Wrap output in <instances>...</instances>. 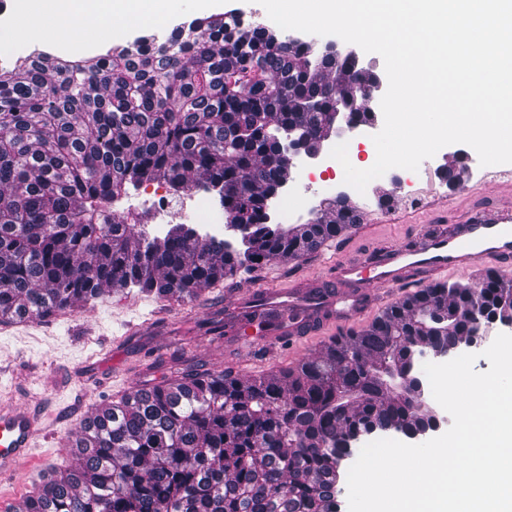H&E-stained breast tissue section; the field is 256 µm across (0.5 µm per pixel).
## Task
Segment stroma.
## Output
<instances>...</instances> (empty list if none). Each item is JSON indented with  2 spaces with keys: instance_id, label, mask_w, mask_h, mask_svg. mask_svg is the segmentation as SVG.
Instances as JSON below:
<instances>
[{
  "instance_id": "stroma-1",
  "label": "stroma",
  "mask_w": 512,
  "mask_h": 512,
  "mask_svg": "<svg viewBox=\"0 0 512 512\" xmlns=\"http://www.w3.org/2000/svg\"><path fill=\"white\" fill-rule=\"evenodd\" d=\"M406 179L401 169L393 168L370 184L371 194L393 191L394 208L402 218L398 223H382V211L376 202L353 198L361 216L373 220L369 235L351 232L328 242L310 258L288 262L273 259L247 276L236 277L233 284L218 283L195 300L156 295L129 288L122 292H102L88 309H73L44 318L28 334L18 335L0 329V366L8 367L0 377V395L21 397L26 389L40 387L54 397L57 407L72 404L77 392H85L89 402L106 404L130 393L141 382L160 377L170 370L195 363L205 368L230 367L244 376L276 372L296 366L318 354L324 337L310 336L294 345L265 353H240L233 336L218 342L205 337L207 321L227 319V287L274 286L288 278L310 273H325L326 262L354 251L370 252L379 245L402 244L415 234L428 230L441 214L461 211L500 198L508 179L496 166L467 164L464 186L429 190L409 199L400 188ZM69 422L60 424L55 434L36 449L37 461L26 466L21 480L0 485V505L10 506L17 497L35 489L33 477L40 463L66 470L77 461L66 452L63 443L77 435Z\"/></svg>"
}]
</instances>
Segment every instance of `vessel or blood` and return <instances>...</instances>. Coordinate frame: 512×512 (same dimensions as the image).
Segmentation results:
<instances>
[{
  "mask_svg": "<svg viewBox=\"0 0 512 512\" xmlns=\"http://www.w3.org/2000/svg\"><path fill=\"white\" fill-rule=\"evenodd\" d=\"M479 263L489 269L512 263V200L471 209L411 243L382 246L377 260L359 254L337 260L329 278L239 294L234 306L241 317L233 332L248 349L272 351L288 339L348 327L372 308L379 291H398L414 277L431 282ZM257 306L287 315V324L260 326L245 319V311ZM91 417L82 400L64 411L38 394L0 398V481L17 477L56 425L74 419L83 426Z\"/></svg>",
  "mask_w": 512,
  "mask_h": 512,
  "instance_id": "b4317fda",
  "label": "vessel or blood"
}]
</instances>
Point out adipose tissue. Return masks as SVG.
<instances>
[{"label":"adipose tissue","mask_w":512,"mask_h":512,"mask_svg":"<svg viewBox=\"0 0 512 512\" xmlns=\"http://www.w3.org/2000/svg\"><path fill=\"white\" fill-rule=\"evenodd\" d=\"M174 0H19L14 38L60 42L83 30L114 36L133 19L158 25L173 10Z\"/></svg>","instance_id":"1"}]
</instances>
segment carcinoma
<instances>
[{"label":"carcinoma","instance_id":"1","mask_svg":"<svg viewBox=\"0 0 512 512\" xmlns=\"http://www.w3.org/2000/svg\"><path fill=\"white\" fill-rule=\"evenodd\" d=\"M338 68L351 85L374 77L232 13L93 57H18L0 76V322L84 308L106 288L193 299L354 229L344 196L305 224L266 212L289 165L274 134L312 154L341 98L325 79ZM463 173L455 160L438 170L450 187ZM160 178L176 194L217 192L226 223L250 231L233 244L189 224L152 234L104 208ZM475 311L512 320V274L418 288L274 374L189 367L145 385L81 429L78 467L21 512H340L344 444L370 426L433 429L410 354L475 335Z\"/></svg>","mask_w":512,"mask_h":512}]
</instances>
